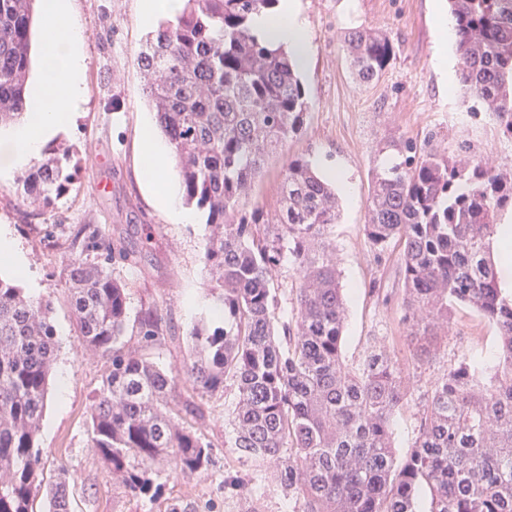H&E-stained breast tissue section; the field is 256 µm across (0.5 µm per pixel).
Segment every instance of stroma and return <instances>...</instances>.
<instances>
[{
	"label": "stroma",
	"mask_w": 512,
	"mask_h": 512,
	"mask_svg": "<svg viewBox=\"0 0 512 512\" xmlns=\"http://www.w3.org/2000/svg\"><path fill=\"white\" fill-rule=\"evenodd\" d=\"M447 6V0H300L311 48L301 72L310 103L307 122L241 202L248 210L274 212L280 174L295 156L308 158L318 172L335 167L344 174L336 185L342 203L331 233L347 293L342 352L346 363L354 364L373 341L401 358L408 400L393 417V444L401 455L414 441L420 406L437 378L463 359L492 369L501 349L497 328L458 305L450 322L438 327L437 351L422 362L414 358L413 340L400 321L399 250L375 255L363 232L371 176L398 161L396 144L428 142L451 158L467 144L494 163L512 165V138L457 88L456 51L448 53L447 71L437 66L436 12ZM74 13L83 25L85 96L70 127L48 143L74 151L71 191L44 209L28 205L21 196L20 171L11 164V147L0 143V225L12 228L27 262L20 287L51 302L57 332V359L39 434L44 474L67 470L73 512H288V499L271 469L259 473L241 465L224 445L232 428V388L201 400L205 418L196 428L212 447L213 466L161 477L153 499L128 495L88 445L89 405L108 358L83 346L61 283L69 257L65 228L105 227L121 251L108 267L127 284L131 313L152 307L161 315L168 336L150 346L128 331L123 338L127 350L146 348L164 366L180 364L191 354L189 333L212 298L202 262L204 217L176 223L157 189L141 175L140 132L153 122L154 111L136 62L151 31L141 19L140 2L74 0ZM358 27L382 31L395 46L382 74L368 84L355 79L342 47L344 34ZM101 180L108 183L103 192L96 189ZM258 474L265 488L254 500L242 487ZM228 476L238 478L240 487L225 484Z\"/></svg>",
	"instance_id": "1"
}]
</instances>
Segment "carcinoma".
Instances as JSON below:
<instances>
[{"mask_svg": "<svg viewBox=\"0 0 512 512\" xmlns=\"http://www.w3.org/2000/svg\"><path fill=\"white\" fill-rule=\"evenodd\" d=\"M35 0H0V126L25 114ZM277 0H186L137 57L156 126L179 167L185 204L207 213L203 264L213 305L190 338L195 357L178 368L125 350L130 319L124 283L88 252H113L109 235L84 224L67 237L65 268L85 345L112 355L89 408L88 440L133 497H154L168 461L178 473L207 470L198 394L235 389L226 440L241 461L274 466L295 512H512V295L502 292L492 244L498 214L512 208V168L460 146L452 161L404 142L402 160L372 174L364 236L378 254L401 246V320L420 355L434 350V320L456 304L494 324L502 344L491 375L461 360L435 382L419 410L415 440L399 459L392 418L405 403L397 360L368 346L353 366L342 355L344 296L328 242L339 217L335 186L297 156L282 173L281 207L240 209L270 159L306 124L308 101L296 64L253 34V15ZM456 25L460 84L512 136V0H448ZM361 83L394 53L374 29L344 36ZM57 148L19 183L47 207L75 173ZM295 282L291 319L278 322L275 273ZM137 334L155 344L162 320L148 307ZM57 333L51 303L0 274V512H71L68 474L43 485L38 433Z\"/></svg>", "mask_w": 512, "mask_h": 512, "instance_id": "cac0c4a2", "label": "carcinoma"}]
</instances>
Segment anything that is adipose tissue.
Listing matches in <instances>:
<instances>
[{
    "mask_svg": "<svg viewBox=\"0 0 512 512\" xmlns=\"http://www.w3.org/2000/svg\"><path fill=\"white\" fill-rule=\"evenodd\" d=\"M43 33L30 103L22 122L4 138L13 147V164L22 167L40 157L46 142L71 124L74 110L85 96L82 80V25L72 18L70 0H40ZM253 33L272 45L290 47L296 62L307 56L305 24L298 0H279L275 11L253 16ZM170 146L153 125L141 134V162L145 178L156 182L165 176Z\"/></svg>",
    "mask_w": 512,
    "mask_h": 512,
    "instance_id": "1",
    "label": "adipose tissue"
}]
</instances>
